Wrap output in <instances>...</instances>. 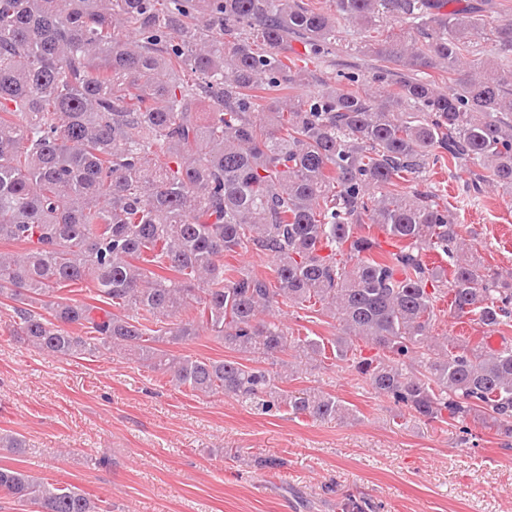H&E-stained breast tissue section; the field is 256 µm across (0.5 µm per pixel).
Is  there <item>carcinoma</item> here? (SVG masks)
<instances>
[{
	"label": "carcinoma",
	"instance_id": "obj_1",
	"mask_svg": "<svg viewBox=\"0 0 512 512\" xmlns=\"http://www.w3.org/2000/svg\"><path fill=\"white\" fill-rule=\"evenodd\" d=\"M448 0H0V298L13 334L59 357L123 351L193 392L315 419L350 408L281 387L283 359L323 341L264 315L319 308L333 358L399 415L512 437V345L434 334L437 303L488 330L512 317V274L471 247L433 191L450 161L479 194L512 189V21L487 28ZM402 19L396 33L387 23ZM363 31L366 75L317 82L337 24ZM304 65L288 57V38ZM448 72V87L430 71ZM375 226L383 250L360 232ZM255 250L273 277L226 261ZM434 251L449 269L427 260ZM92 283L97 304L53 295ZM208 331L236 359L175 356ZM361 341L374 350L365 356ZM0 491L39 512H101L77 488L0 467Z\"/></svg>",
	"mask_w": 512,
	"mask_h": 512
}]
</instances>
